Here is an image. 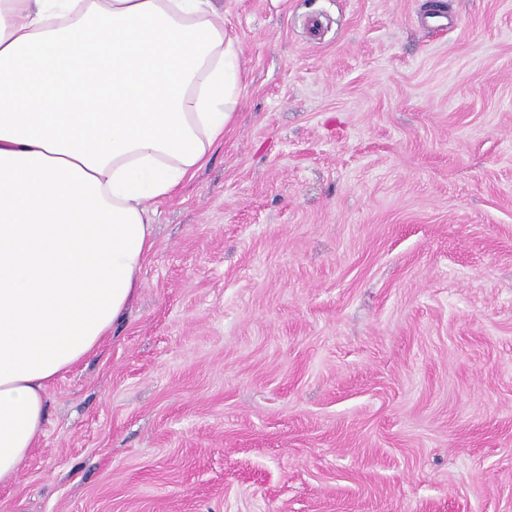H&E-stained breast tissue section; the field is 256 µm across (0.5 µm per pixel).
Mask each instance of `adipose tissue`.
Masks as SVG:
<instances>
[{
  "mask_svg": "<svg viewBox=\"0 0 512 512\" xmlns=\"http://www.w3.org/2000/svg\"><path fill=\"white\" fill-rule=\"evenodd\" d=\"M241 85L211 0H0V488L49 386L126 314L152 201L202 167Z\"/></svg>",
  "mask_w": 512,
  "mask_h": 512,
  "instance_id": "adipose-tissue-1",
  "label": "adipose tissue"
}]
</instances>
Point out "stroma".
I'll return each instance as SVG.
<instances>
[{
  "instance_id": "1",
  "label": "stroma",
  "mask_w": 512,
  "mask_h": 512,
  "mask_svg": "<svg viewBox=\"0 0 512 512\" xmlns=\"http://www.w3.org/2000/svg\"><path fill=\"white\" fill-rule=\"evenodd\" d=\"M234 122L0 512H512V0H213Z\"/></svg>"
}]
</instances>
